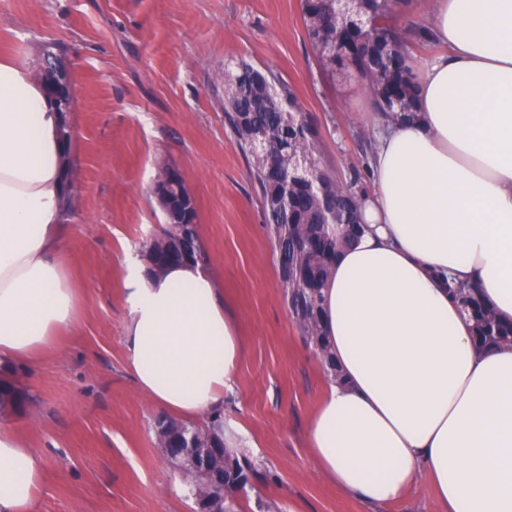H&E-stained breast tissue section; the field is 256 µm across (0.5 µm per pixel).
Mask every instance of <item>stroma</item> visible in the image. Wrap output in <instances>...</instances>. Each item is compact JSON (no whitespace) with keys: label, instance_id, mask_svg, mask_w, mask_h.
<instances>
[{"label":"stroma","instance_id":"obj_1","mask_svg":"<svg viewBox=\"0 0 512 512\" xmlns=\"http://www.w3.org/2000/svg\"><path fill=\"white\" fill-rule=\"evenodd\" d=\"M56 50L74 95L66 246L79 318L19 373L29 399L13 425L48 460L36 512H195L121 343L123 255L165 221L150 192L163 159L195 199L243 344L224 416L269 473L249 498L281 512H438L422 477L403 501L369 507L320 478L307 445L325 375L290 315L260 195L224 121V77L244 60L293 89L323 164L343 180L361 166L378 115L352 75L323 76L300 0H0V59L37 73Z\"/></svg>","mask_w":512,"mask_h":512}]
</instances>
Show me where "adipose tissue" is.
I'll list each match as a JSON object with an SVG mask.
<instances>
[{"mask_svg":"<svg viewBox=\"0 0 512 512\" xmlns=\"http://www.w3.org/2000/svg\"><path fill=\"white\" fill-rule=\"evenodd\" d=\"M444 51L413 117L379 126L365 232L341 251L321 312L341 382L308 425L318 473L387 505L418 477L442 512H512V344L476 350L448 280L512 323V0H430ZM62 119L27 68L0 61V373L78 319L64 247ZM126 367L152 408L224 411L242 357L208 267L125 257ZM48 462L0 420V512H35Z\"/></svg>","mask_w":512,"mask_h":512,"instance_id":"1","label":"adipose tissue"}]
</instances>
